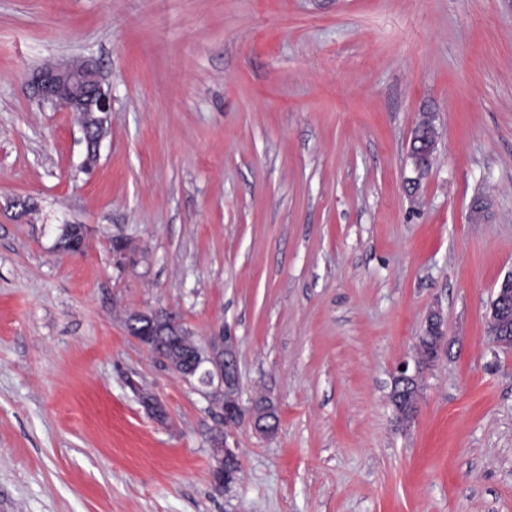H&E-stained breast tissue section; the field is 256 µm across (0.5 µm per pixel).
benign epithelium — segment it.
Wrapping results in <instances>:
<instances>
[{
	"mask_svg": "<svg viewBox=\"0 0 512 512\" xmlns=\"http://www.w3.org/2000/svg\"><path fill=\"white\" fill-rule=\"evenodd\" d=\"M32 82L43 101L68 112H75L82 118L94 117L96 133H91L86 123L82 124V131L84 139H92L87 147L88 157L96 158L109 129L112 102L94 65L86 60H73L40 68L33 72ZM411 142L416 144V147L410 149V158L417 177L411 179L410 183L415 184L428 172L435 149V132L431 123L424 121L415 128ZM145 319L170 327L179 324V320L173 315L162 311L146 309L131 313L127 318L128 332L147 349L150 348L147 337L137 333L139 323ZM511 322L512 272H509L500 282L486 315V334L489 341L499 349L512 351V331L508 330ZM423 344L431 345L434 362L439 358L442 349L449 345L445 322L438 310L430 311L424 320L418 336V345ZM237 351L236 338L221 330L210 334L201 342L192 341L188 358L180 363L172 364L164 351H156V355L169 364L183 382L194 386L210 403L220 405L224 430L210 438L213 456L217 462L211 470V479L218 490L224 489V464L239 461L238 448L229 446L227 438L234 435L244 424L256 434L270 437L272 428L278 425L272 403L266 404L263 409L253 407L250 413H244L239 402ZM402 366L404 369L396 370L393 380L407 386L415 385L423 363H417L413 370L406 362Z\"/></svg>",
	"mask_w": 512,
	"mask_h": 512,
	"instance_id": "7a95c632",
	"label": "benign epithelium"
}]
</instances>
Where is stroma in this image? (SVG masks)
Returning a JSON list of instances; mask_svg holds the SVG:
<instances>
[{
  "label": "stroma",
  "instance_id": "35a3bbf8",
  "mask_svg": "<svg viewBox=\"0 0 512 512\" xmlns=\"http://www.w3.org/2000/svg\"><path fill=\"white\" fill-rule=\"evenodd\" d=\"M77 57L112 90L91 165L30 81ZM510 271L512 0H0V512H512ZM434 306L454 345L405 426ZM147 308L236 336L277 402L227 489L208 402L124 326ZM413 143L419 144L416 148L411 147L409 154L417 177L409 179L408 182L415 185L428 172L435 149V132L429 121H424L417 128H414L411 138V144L413 145ZM510 321L512 322V272L503 277L486 315V334L489 341L497 348L507 351H512Z\"/></svg>",
  "mask_w": 512,
  "mask_h": 512
}]
</instances>
